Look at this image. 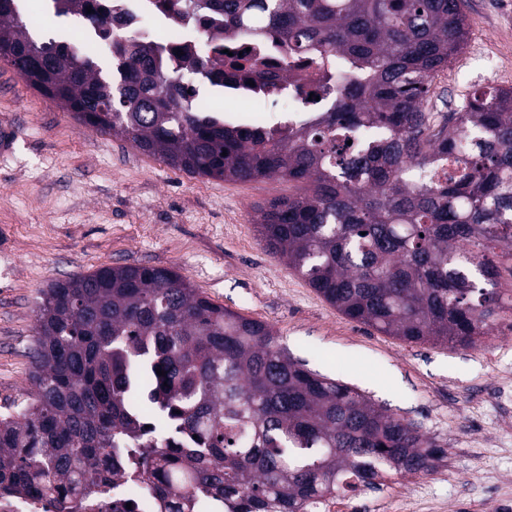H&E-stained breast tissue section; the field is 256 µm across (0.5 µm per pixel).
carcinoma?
<instances>
[{
    "instance_id": "1",
    "label": "carcinoma",
    "mask_w": 512,
    "mask_h": 512,
    "mask_svg": "<svg viewBox=\"0 0 512 512\" xmlns=\"http://www.w3.org/2000/svg\"><path fill=\"white\" fill-rule=\"evenodd\" d=\"M0 0V60L83 125L191 176L296 184L257 206L268 250L348 318L414 343L470 347L512 329V87L486 85L435 122V77L463 50L467 0H181L193 51L127 38L112 69L38 41ZM111 11L85 20L107 34ZM274 41L265 57L224 53ZM288 56L314 95L268 71ZM254 81L249 85L248 81ZM296 99L312 125L233 123L197 87ZM32 401L0 418V502L79 497L134 479L162 512H314L445 454L420 428L303 367L269 324L172 268L57 280L35 311ZM166 375L160 376L157 370Z\"/></svg>"
}]
</instances>
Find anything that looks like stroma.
<instances>
[{
    "mask_svg": "<svg viewBox=\"0 0 512 512\" xmlns=\"http://www.w3.org/2000/svg\"><path fill=\"white\" fill-rule=\"evenodd\" d=\"M463 51L434 81L455 104L512 87V0H468ZM0 414L28 402L35 308L52 281L104 266L170 267L215 303L269 323L306 368L336 378L447 450L432 473H390L339 492L327 512H494L512 497V332L476 345L410 343L353 321L266 249L256 204L285 182L194 177L110 132L86 129L0 61Z\"/></svg>",
    "mask_w": 512,
    "mask_h": 512,
    "instance_id": "obj_1",
    "label": "stroma"
}]
</instances>
